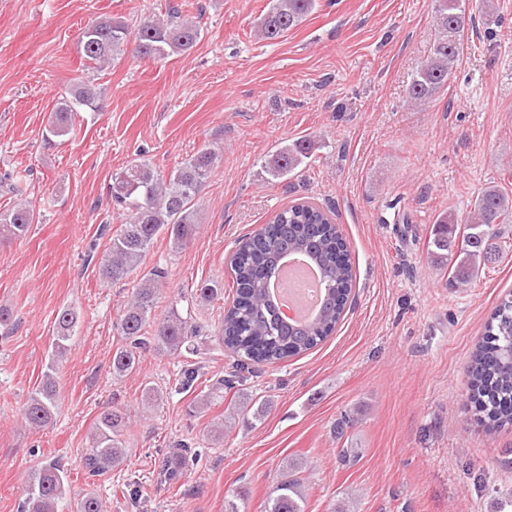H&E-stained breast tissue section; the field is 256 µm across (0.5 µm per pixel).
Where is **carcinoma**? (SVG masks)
<instances>
[{"label":"carcinoma","instance_id":"1","mask_svg":"<svg viewBox=\"0 0 512 512\" xmlns=\"http://www.w3.org/2000/svg\"><path fill=\"white\" fill-rule=\"evenodd\" d=\"M272 6L256 22L265 39L282 37L297 26L316 6V0H271ZM471 0H436L434 37L427 59L408 88V104L419 108L447 87L448 78L463 52L466 5ZM200 39L199 27L174 8L167 18L146 16L135 31L121 20L101 16L81 35L82 57L102 69L122 47L133 44L141 59H165L190 51ZM101 95L93 82L76 79L70 96L57 103L49 122V134L59 138L69 134L80 112L97 109ZM314 143L298 139L277 150L264 162L265 172L275 181L293 174L311 158ZM218 159L213 149H203L164 175L149 161L139 159L112 179V200L123 210V223L112 235L99 273L108 282L128 278L137 271L143 257L161 235L171 247L184 249L196 232L194 200L210 177ZM39 214L29 203H19L0 213V241L24 237ZM512 223V196L496 185L485 188L473 211L465 218L441 214L433 227L430 246L436 259L456 252L450 282L459 288L470 283L481 263L497 251L496 224ZM307 254L320 268L326 295L318 316L309 323L290 324L281 318L268 293L282 259L290 253ZM232 305L224 312L218 340L240 356L236 372L251 364L274 363L305 353L323 342L344 318V300L356 281L347 244L332 217L309 201L289 204L269 222L238 242L230 260ZM165 271L159 267L141 276L132 298L125 303L116 330L125 345L112 354V374L124 377L135 371L142 353L175 352L196 335L174 308L156 313L159 286ZM79 317L71 309L57 315L53 326L52 359L64 356ZM469 399L476 413L490 428L512 426V295L501 299L491 314L482 343L467 368ZM58 406L54 364L46 366L42 381L26 402L25 424L39 428L54 417ZM126 414L119 409L98 417L93 445L81 459L90 477L107 474L120 465L125 455L123 432ZM195 454L182 445L176 451L179 466L163 470L164 481L182 477L183 469ZM68 474L60 461H40L29 473L20 512H58L65 497ZM305 497L298 479L287 476L269 492L265 512H305Z\"/></svg>","mask_w":512,"mask_h":512}]
</instances>
